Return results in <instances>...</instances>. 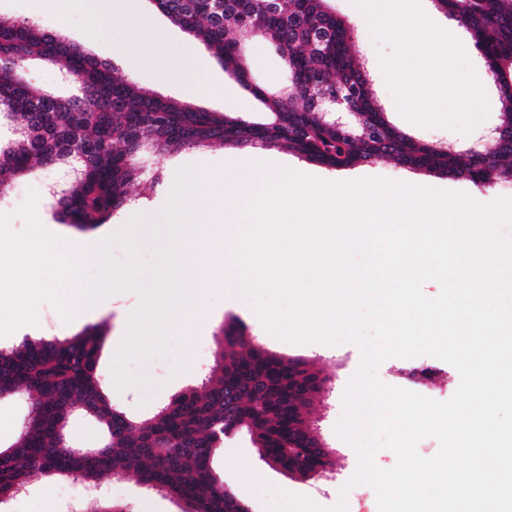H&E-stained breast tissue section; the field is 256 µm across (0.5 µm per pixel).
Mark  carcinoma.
I'll use <instances>...</instances> for the list:
<instances>
[{
	"instance_id": "1",
	"label": "carcinoma",
	"mask_w": 512,
	"mask_h": 512,
	"mask_svg": "<svg viewBox=\"0 0 512 512\" xmlns=\"http://www.w3.org/2000/svg\"><path fill=\"white\" fill-rule=\"evenodd\" d=\"M199 41L213 60L265 104L262 121L208 112L145 92L80 45L33 20L0 17V188L44 167L78 175L50 200L56 221L80 231L105 223L130 201L135 160L159 159L170 147L212 144L279 148L335 169L392 159L409 168L486 185L512 182V0H433L471 36L501 102L499 139L484 153L425 143L394 126L378 104L367 66L352 46L356 26L331 0H153ZM271 40L288 84L271 93L252 82L244 48ZM34 61L50 63L73 83L68 96L32 84ZM340 95L351 122L336 126L320 97ZM157 168L142 174L141 195L161 190ZM98 331L0 345V398L21 397L29 410L17 439L0 448V506L29 478H69L96 488L125 472L170 495L183 512H244L245 504L215 473L224 438L246 430L259 458L306 479L336 460L318 447L308 408L324 391L305 363L272 353L242 336H225L201 389H188L138 421L112 407L99 370ZM101 425L106 443L94 455L63 445L74 412Z\"/></svg>"
}]
</instances>
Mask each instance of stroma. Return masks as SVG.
<instances>
[{
	"instance_id": "1",
	"label": "stroma",
	"mask_w": 512,
	"mask_h": 512,
	"mask_svg": "<svg viewBox=\"0 0 512 512\" xmlns=\"http://www.w3.org/2000/svg\"><path fill=\"white\" fill-rule=\"evenodd\" d=\"M332 6L337 15L361 26L356 50L361 59L372 67L374 94L391 122L427 143L445 141L463 145L471 142V134L444 127H421L405 119L397 109L381 69L374 66L380 54L391 53V45L372 38L370 31L365 28L367 20L362 17L354 0H332ZM33 16L37 17L46 30L60 33L80 44L87 52L110 63L118 74L134 80L143 89L213 112L237 114L253 121L265 117L259 103L247 95L218 64H211L207 73L190 78L185 76L178 65H162L153 54L139 50L128 16L122 8H113L107 26L98 34L84 15H71L67 23L62 25L51 12L35 13L32 0H0V17L23 19ZM97 34L102 37L98 44L92 41ZM248 65L254 81L262 85L278 88L286 82L282 58L270 42L258 41L250 45ZM211 83L223 85V95L205 96L204 91ZM232 157L243 163L252 162L258 157L264 158L266 169L271 174L289 169L329 182L380 178L461 192L481 204L499 198H512V182L498 181L479 187L462 179L430 175L388 159L334 170L284 148L261 152L255 148L216 145L170 151L159 163L164 180L163 190L149 199H133L125 209L108 220L112 229L109 249L111 258L121 263L132 256L122 242L123 236H130L137 250L133 256L143 265L144 271L141 289L115 291V309L95 321L104 333L99 353L102 374H109L113 369L118 349L128 332V312L141 307L143 289L153 287L158 280L168 225L166 209L171 187L179 172L184 169L191 173L223 170ZM61 174L58 168L43 169L33 177L14 181L0 194V213L9 215L12 232H22L26 226L18 210L27 201L30 192L40 191L42 184L54 182ZM178 287L181 296H202L205 313L183 327L165 332L163 353L128 362L130 381L123 387L107 391L112 405L131 417L141 420L149 418L175 394L200 385L205 372L209 371L215 361L222 328L231 323L241 325L245 338L254 340L271 352L303 359L325 378V391L314 401L310 420L317 435L336 458L337 475L335 480L318 482L288 477L281 469L259 458L248 433L243 430L225 438L223 448L214 459L215 471L223 475L225 483L241 498L246 496L254 478L262 479L261 499L250 503V512H267L268 501L276 498L282 490L314 499L318 506L326 510L342 502L346 505V512H359L363 507L368 512H378L375 489L371 485L352 481L358 467L355 449L335 432L344 411V393L360 366L359 347L350 342L335 345L316 342L295 344L274 337L261 322L251 318L253 301L245 293L241 278L235 271L226 274L223 283L215 288L202 289L197 283L183 281L179 282ZM78 332V327L63 325L59 310L51 302L44 301L39 305V321L36 325L20 326L11 334L0 337V344H16L27 337L65 338ZM107 495L112 501L124 504L127 512H182L179 501L147 490L130 473L113 478L107 485ZM97 507L96 498L77 497L73 481L57 479L50 482L39 476L30 481L25 493L13 500L11 512H96Z\"/></svg>"
}]
</instances>
